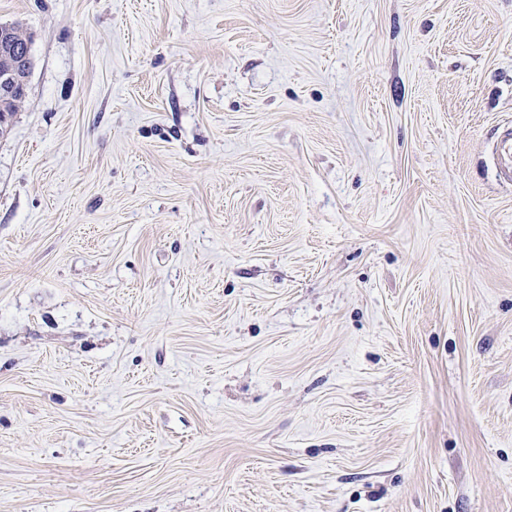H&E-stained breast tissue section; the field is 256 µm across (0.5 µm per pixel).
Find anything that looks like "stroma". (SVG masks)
I'll return each mask as SVG.
<instances>
[{"label":"stroma","mask_w":512,"mask_h":512,"mask_svg":"<svg viewBox=\"0 0 512 512\" xmlns=\"http://www.w3.org/2000/svg\"><path fill=\"white\" fill-rule=\"evenodd\" d=\"M0 23V512H512V0ZM3 32L7 35L0 39V77L3 72L15 69V64L20 61L27 48L31 57L30 38L18 25L6 24ZM29 65L27 68L22 64L17 67L19 71H25L27 69L26 73V84H19L16 90L11 93L10 95H1L0 94V115L2 113H7L9 115V118H12L16 112L19 111L21 105L23 104L26 96H27V88H28V77L31 72L32 68V58L28 60ZM30 66V67H29ZM6 117L5 115L0 117V126L6 128L10 122V119ZM493 158L499 179L512 184V126L504 125L494 143Z\"/></svg>","instance_id":"35a3bbf8"}]
</instances>
